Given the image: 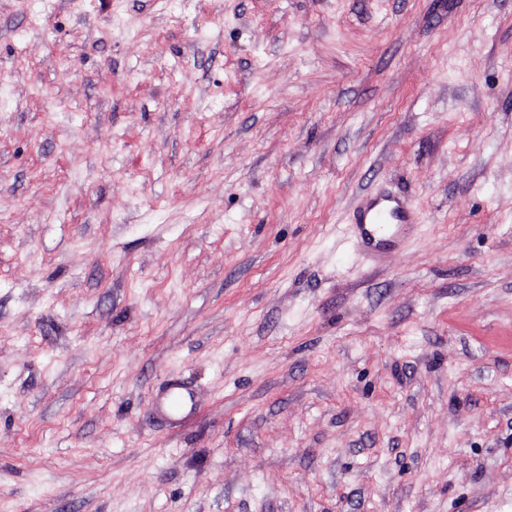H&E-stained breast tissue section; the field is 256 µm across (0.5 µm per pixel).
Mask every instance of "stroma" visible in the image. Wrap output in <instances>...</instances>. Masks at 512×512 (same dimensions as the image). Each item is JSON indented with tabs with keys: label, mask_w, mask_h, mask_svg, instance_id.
Masks as SVG:
<instances>
[{
	"label": "stroma",
	"mask_w": 512,
	"mask_h": 512,
	"mask_svg": "<svg viewBox=\"0 0 512 512\" xmlns=\"http://www.w3.org/2000/svg\"><path fill=\"white\" fill-rule=\"evenodd\" d=\"M0 512H512V0H0ZM358 236L372 250H387L403 238L410 227V215L399 197L364 194L356 217ZM153 412L177 427L198 414L201 405L195 389L180 380L170 381L153 402Z\"/></svg>",
	"instance_id": "stroma-1"
}]
</instances>
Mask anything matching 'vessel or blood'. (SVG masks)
<instances>
[{"instance_id": "b4317fda", "label": "vessel or blood", "mask_w": 512, "mask_h": 512, "mask_svg": "<svg viewBox=\"0 0 512 512\" xmlns=\"http://www.w3.org/2000/svg\"><path fill=\"white\" fill-rule=\"evenodd\" d=\"M358 236L373 250H387L403 238L410 227V215L399 197L366 194L356 217ZM153 412L172 426H180L198 414L201 405L195 389L186 382H169L153 402Z\"/></svg>"}]
</instances>
